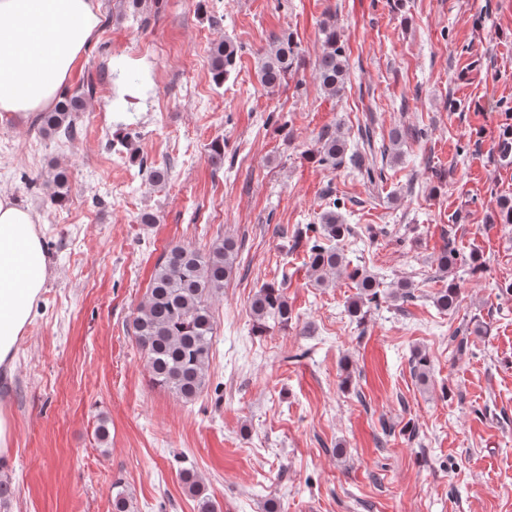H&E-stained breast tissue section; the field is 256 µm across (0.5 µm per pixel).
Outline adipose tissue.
<instances>
[{
	"label": "adipose tissue",
	"mask_w": 512,
	"mask_h": 512,
	"mask_svg": "<svg viewBox=\"0 0 512 512\" xmlns=\"http://www.w3.org/2000/svg\"><path fill=\"white\" fill-rule=\"evenodd\" d=\"M97 25L93 0H0V112L25 119L54 104ZM48 276L32 213L0 194V365Z\"/></svg>",
	"instance_id": "obj_1"
}]
</instances>
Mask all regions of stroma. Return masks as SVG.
<instances>
[{
    "label": "stroma",
    "instance_id": "1",
    "mask_svg": "<svg viewBox=\"0 0 512 512\" xmlns=\"http://www.w3.org/2000/svg\"><path fill=\"white\" fill-rule=\"evenodd\" d=\"M94 2L99 25L64 85L91 91L77 137L0 121V191L34 213L50 262L0 391L15 426L0 512H113L116 483L132 512H198L187 468L217 512H512V224L498 219L512 198V0H143L136 20L125 0ZM326 21L348 62L335 97L315 69ZM285 33L298 56L269 90L258 61ZM227 36L240 60L218 88L209 48ZM123 127L140 158L167 163V185L112 149ZM326 129L363 170L318 162ZM218 138L220 170L207 159ZM333 195L354 228L340 249L388 293L361 320L347 275L316 286L295 245ZM224 237L236 270L212 306L208 387L185 402L152 383L132 320L167 248ZM449 242L481 267L444 313ZM399 281L412 300L390 298ZM273 282L293 310L285 328L250 309Z\"/></svg>",
    "mask_w": 512,
    "mask_h": 512
}]
</instances>
